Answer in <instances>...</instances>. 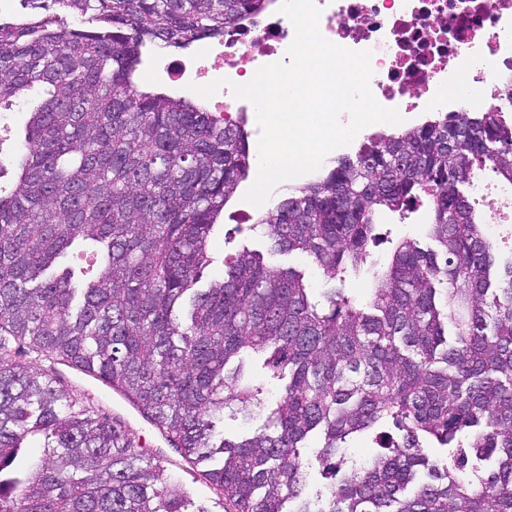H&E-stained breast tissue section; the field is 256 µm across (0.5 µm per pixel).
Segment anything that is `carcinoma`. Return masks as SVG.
Returning a JSON list of instances; mask_svg holds the SVG:
<instances>
[{"instance_id":"obj_1","label":"carcinoma","mask_w":512,"mask_h":512,"mask_svg":"<svg viewBox=\"0 0 512 512\" xmlns=\"http://www.w3.org/2000/svg\"><path fill=\"white\" fill-rule=\"evenodd\" d=\"M20 2L0 21V102L46 99L0 183V512L187 503L160 459L54 368L13 359V341L102 380L185 461L220 456L206 477L225 512H512V259L497 262L466 195L486 172L512 185V116L369 137L250 225L343 282L379 243L381 211L427 207L429 243L406 237L372 263L366 298L317 299L305 272L247 245L201 288L255 151L244 114L142 90V49L220 38L272 0ZM226 410L265 423L227 438ZM387 419L401 437L343 469L349 438ZM312 434L339 476L323 502L304 496Z\"/></svg>"}]
</instances>
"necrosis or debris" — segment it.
Returning a JSON list of instances; mask_svg holds the SVG:
<instances>
[{
  "mask_svg": "<svg viewBox=\"0 0 512 512\" xmlns=\"http://www.w3.org/2000/svg\"><path fill=\"white\" fill-rule=\"evenodd\" d=\"M330 42L371 53L370 89L406 126L427 112H462L512 78V0H316ZM294 37L279 4L250 16L200 52L163 59L166 76L205 85L228 79L211 98L218 114L251 111L232 84L280 60Z\"/></svg>",
  "mask_w": 512,
  "mask_h": 512,
  "instance_id": "4bbe7bcc",
  "label": "necrosis or debris"
}]
</instances>
